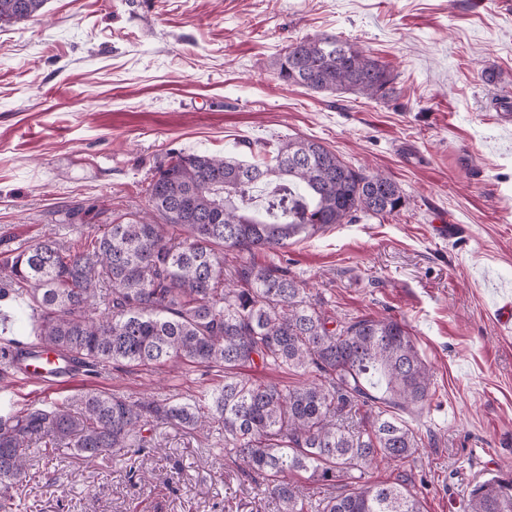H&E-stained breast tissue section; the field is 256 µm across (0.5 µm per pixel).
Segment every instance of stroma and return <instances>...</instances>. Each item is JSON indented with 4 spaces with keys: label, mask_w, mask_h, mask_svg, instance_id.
<instances>
[{
    "label": "stroma",
    "mask_w": 512,
    "mask_h": 512,
    "mask_svg": "<svg viewBox=\"0 0 512 512\" xmlns=\"http://www.w3.org/2000/svg\"><path fill=\"white\" fill-rule=\"evenodd\" d=\"M335 34L388 65L382 103L280 82L274 60ZM490 70L494 82L482 73ZM313 138L389 174L408 198L289 244L276 262L336 318L405 323L435 395L410 425L425 446L373 480L409 479L423 512H462L512 465V0H46L0 26V252L144 210L168 152L221 155ZM0 346L31 341L28 299L0 302ZM217 378L184 366L83 372L58 389L0 372V415L87 390L189 399ZM141 454L89 464L47 449L13 512H277L211 440L167 425Z\"/></svg>",
    "instance_id": "1"
}]
</instances>
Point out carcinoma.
Segmentation results:
<instances>
[{"label":"carcinoma","instance_id":"cac0c4a2","mask_svg":"<svg viewBox=\"0 0 512 512\" xmlns=\"http://www.w3.org/2000/svg\"><path fill=\"white\" fill-rule=\"evenodd\" d=\"M46 0H0V23L36 16ZM280 81L315 93H395L388 66L337 35L295 42L274 62ZM265 158L173 152L147 189L150 215L5 251L0 299L27 294L37 344L85 369L179 364L224 373L195 400L91 390L0 417V512L32 448H66L86 462L153 447L154 427L224 438L278 512H422L405 483L368 470L402 461L423 439L400 412L422 409L433 374L392 317L341 321L328 301L275 264L245 260L224 281V251L276 253L359 215L385 218L407 202L391 176L356 169L315 139L263 145ZM297 373L293 387L246 376L247 367ZM314 376H308V373ZM381 388L380 396L373 390ZM305 473L323 494H304ZM466 512H512V479L475 483Z\"/></svg>","mask_w":512,"mask_h":512}]
</instances>
